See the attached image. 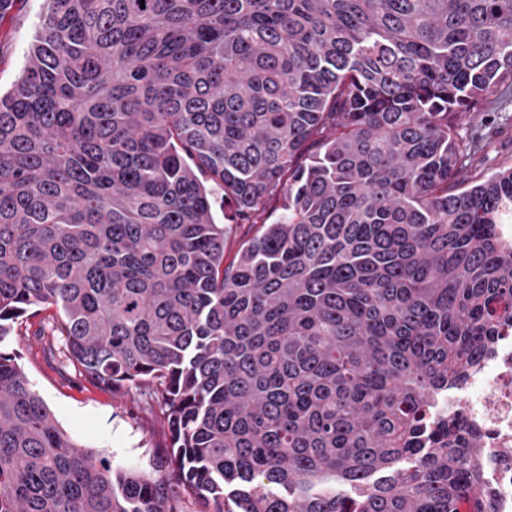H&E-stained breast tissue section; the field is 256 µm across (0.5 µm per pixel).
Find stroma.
<instances>
[{"mask_svg":"<svg viewBox=\"0 0 512 512\" xmlns=\"http://www.w3.org/2000/svg\"><path fill=\"white\" fill-rule=\"evenodd\" d=\"M46 11L45 0H16L10 16L0 21V91H10L22 74L34 36ZM463 140H479L475 156L483 174L512 166V101H484L459 127ZM55 309L29 318L27 331L13 333L0 348L16 352L25 374L52 413L75 441L106 452L113 462L148 468L153 452L163 444L167 425L144 414L133 397H121L48 362V345L62 346L57 335H38L40 325L53 321Z\"/></svg>","mask_w":512,"mask_h":512,"instance_id":"1","label":"stroma"}]
</instances>
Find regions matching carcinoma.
<instances>
[{"label": "carcinoma", "mask_w": 512, "mask_h": 512, "mask_svg": "<svg viewBox=\"0 0 512 512\" xmlns=\"http://www.w3.org/2000/svg\"><path fill=\"white\" fill-rule=\"evenodd\" d=\"M47 2L0 95V343L55 307L48 356L168 432L115 464L0 351V512H493L441 400L512 327V167L462 177L458 134L512 0Z\"/></svg>", "instance_id": "1"}]
</instances>
